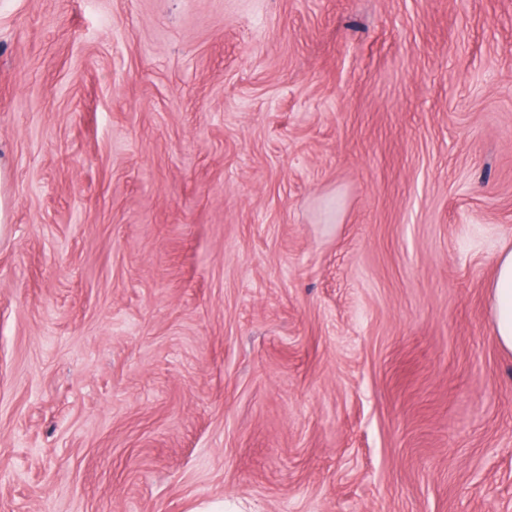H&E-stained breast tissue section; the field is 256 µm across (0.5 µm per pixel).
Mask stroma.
Here are the masks:
<instances>
[{
    "label": "stroma",
    "instance_id": "stroma-1",
    "mask_svg": "<svg viewBox=\"0 0 512 512\" xmlns=\"http://www.w3.org/2000/svg\"><path fill=\"white\" fill-rule=\"evenodd\" d=\"M0 512H512V0H0ZM492 288V319L499 346L512 352V247H503L498 255Z\"/></svg>",
    "mask_w": 512,
    "mask_h": 512
}]
</instances>
